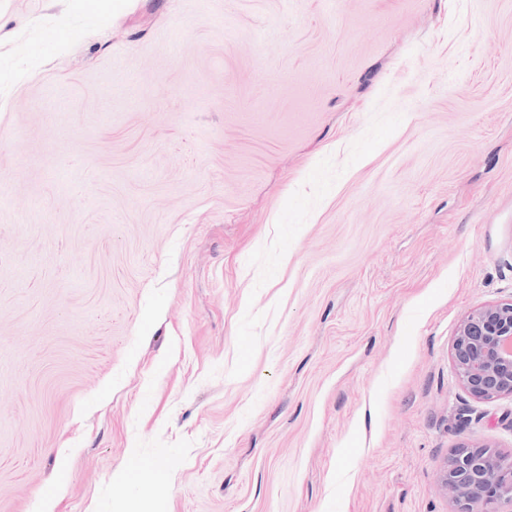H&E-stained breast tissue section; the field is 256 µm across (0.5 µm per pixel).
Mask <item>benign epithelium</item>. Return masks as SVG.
<instances>
[{
	"mask_svg": "<svg viewBox=\"0 0 512 512\" xmlns=\"http://www.w3.org/2000/svg\"><path fill=\"white\" fill-rule=\"evenodd\" d=\"M512 299L482 305L459 322L451 358L458 382L472 397L512 395ZM442 488L460 512H496L512 502V459L482 446H461L439 472Z\"/></svg>",
	"mask_w": 512,
	"mask_h": 512,
	"instance_id": "benign-epithelium-1",
	"label": "benign epithelium"
}]
</instances>
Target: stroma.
Segmentation results:
<instances>
[{"mask_svg": "<svg viewBox=\"0 0 512 512\" xmlns=\"http://www.w3.org/2000/svg\"><path fill=\"white\" fill-rule=\"evenodd\" d=\"M512 298V0H0V512H458ZM512 299L470 311L459 322L451 358L458 382L472 397L512 395ZM129 475L135 480L143 479L144 485L160 484L166 479V475L162 471H150L143 464L140 456L133 453L130 457Z\"/></svg>", "mask_w": 512, "mask_h": 512, "instance_id": "obj_1", "label": "stroma"}]
</instances>
